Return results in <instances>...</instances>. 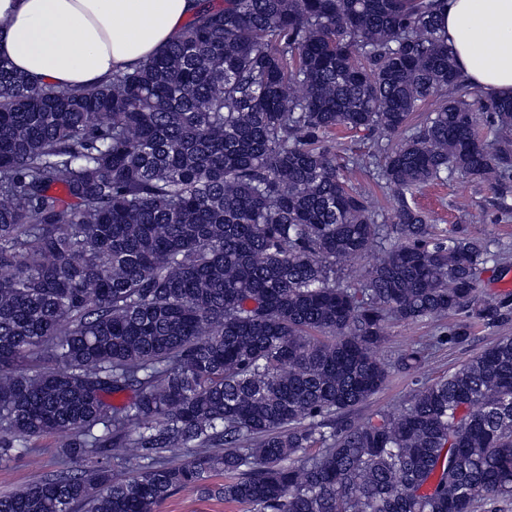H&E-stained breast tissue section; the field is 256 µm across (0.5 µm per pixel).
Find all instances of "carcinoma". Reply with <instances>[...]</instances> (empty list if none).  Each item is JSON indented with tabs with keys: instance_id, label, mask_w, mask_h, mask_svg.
I'll return each mask as SVG.
<instances>
[{
	"instance_id": "1",
	"label": "carcinoma",
	"mask_w": 512,
	"mask_h": 512,
	"mask_svg": "<svg viewBox=\"0 0 512 512\" xmlns=\"http://www.w3.org/2000/svg\"><path fill=\"white\" fill-rule=\"evenodd\" d=\"M437 6L208 2L82 89L0 60V460L66 436L0 512H158L186 489L254 512L512 497L511 335L434 382L406 351L408 407L351 419L389 377V322L454 313L438 340L459 343L512 317L478 291L488 243L407 198L444 173L512 183V97L460 75ZM341 127L372 149L337 162ZM370 170L399 195L388 216L353 183Z\"/></svg>"
}]
</instances>
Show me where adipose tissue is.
Listing matches in <instances>:
<instances>
[{"label":"adipose tissue","mask_w":512,"mask_h":512,"mask_svg":"<svg viewBox=\"0 0 512 512\" xmlns=\"http://www.w3.org/2000/svg\"><path fill=\"white\" fill-rule=\"evenodd\" d=\"M199 0H0V59L53 87L97 85L177 39ZM456 66L512 97V0H442Z\"/></svg>","instance_id":"ef3b65f1"}]
</instances>
